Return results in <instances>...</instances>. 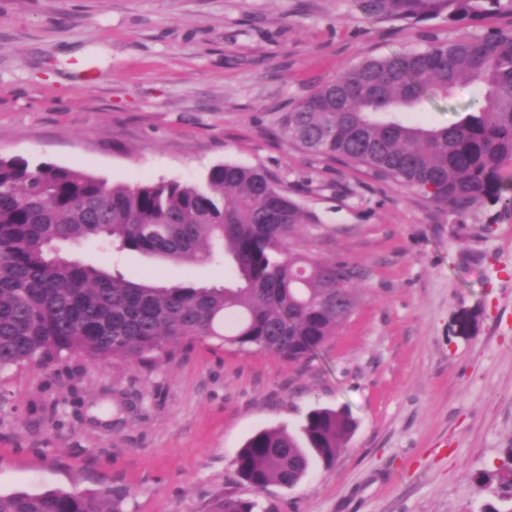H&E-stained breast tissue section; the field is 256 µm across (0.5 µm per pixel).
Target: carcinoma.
Wrapping results in <instances>:
<instances>
[{
    "label": "carcinoma",
    "instance_id": "obj_1",
    "mask_svg": "<svg viewBox=\"0 0 512 512\" xmlns=\"http://www.w3.org/2000/svg\"><path fill=\"white\" fill-rule=\"evenodd\" d=\"M354 3L376 23L478 28L512 15V0ZM464 87L481 88L483 101L449 126L405 116ZM279 132L295 148L365 168L455 214L512 209L503 177L512 166V31L367 58L281 113ZM312 223L270 175L236 164H216L199 182L128 185L0 157V374L70 356L171 362L199 342L306 364L353 314L360 274L295 246L296 227ZM90 240L179 264L221 261L224 284L158 285L145 271H110L57 248ZM355 429L347 409L316 407L298 436L278 427L253 433L236 474L257 491L294 488L312 457L332 463ZM121 503L60 488L0 493V512H122ZM255 508L225 496L204 512Z\"/></svg>",
    "mask_w": 512,
    "mask_h": 512
}]
</instances>
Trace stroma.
Returning a JSON list of instances; mask_svg holds the SVG:
<instances>
[{"label":"stroma","mask_w":512,"mask_h":512,"mask_svg":"<svg viewBox=\"0 0 512 512\" xmlns=\"http://www.w3.org/2000/svg\"><path fill=\"white\" fill-rule=\"evenodd\" d=\"M471 32L375 23L353 0H0V156L128 184L257 168L315 216L300 249L362 268L352 316L304 365L209 342L150 367L72 356L0 375V493L118 492L123 512H203L222 493L261 512L512 507V209L451 215L278 132L363 59ZM478 98L422 115L447 126ZM72 251L161 284L224 280L220 264ZM316 407L357 422L332 464L288 490L237 476L252 433L298 430Z\"/></svg>","instance_id":"1"}]
</instances>
